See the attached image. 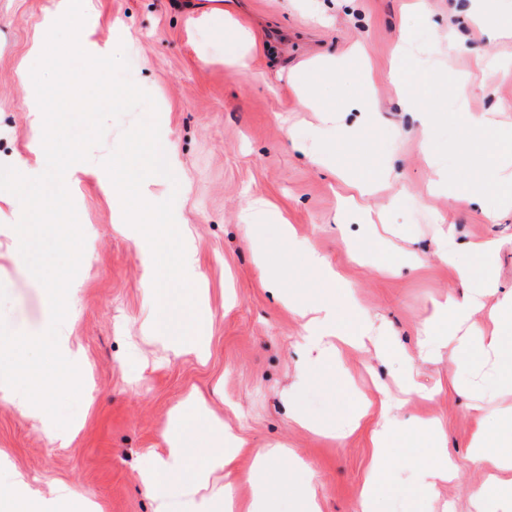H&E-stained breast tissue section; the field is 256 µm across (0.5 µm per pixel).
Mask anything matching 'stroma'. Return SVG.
<instances>
[{"label": "stroma", "instance_id": "1", "mask_svg": "<svg viewBox=\"0 0 512 512\" xmlns=\"http://www.w3.org/2000/svg\"><path fill=\"white\" fill-rule=\"evenodd\" d=\"M208 0H92L98 15L94 37L112 38L122 22L130 76L155 99L167 119L161 138L165 153L178 159V187L147 182L157 197L178 194L182 223L194 233L201 277L208 289L209 357L174 355L148 336L149 314L142 291L144 261L132 241L115 226V210L96 181L73 185L71 197L85 235L73 298L71 339L90 371L88 390L76 408L84 422L68 445L46 425L21 417L0 397V451L11 473L30 477L35 488L62 486L93 501L100 512H152L136 480L144 454L161 447V434L178 403L197 390L227 428L247 442L238 461L236 497L252 496L247 479L260 448L295 450L304 463L296 469L280 460V485L313 480L322 512H357V498L373 448L371 423L330 438L298 427L300 411L321 426L341 419V394L329 372L300 378L306 357L298 343L303 322L273 297L257 265L244 212L253 201L269 202L291 224L297 240L320 253L354 284L360 310L373 321L371 333H392L409 351L434 299L463 294L453 271L439 261L440 225L452 223L459 240L494 238L502 248L496 273L512 286V211L496 218L470 201L465 187L470 156L496 164L498 141L490 134L467 135L470 112L497 108L512 123V38L480 37L467 48L449 51V26L472 30L453 0H428L422 15L409 0H356L349 10L340 0H220L225 11L253 36L250 67L225 63L237 48L235 29H202L199 18ZM55 0H0V157L31 158L40 146L37 126L26 110L28 86L20 73L37 57L31 47ZM335 56V77L312 69L321 57ZM506 59L491 92L479 86V60ZM406 73L404 88L381 81L393 62ZM309 88L320 106L299 103ZM425 93L440 117L423 132L404 111L403 91ZM374 106L370 120L351 138L341 127L353 125L349 100ZM354 126V125H353ZM322 144L320 155L295 151L290 135ZM447 166L460 184L454 194H431L430 163ZM256 222L280 268L284 293L316 299L320 282L279 237L266 215ZM12 240L0 235V317L10 329L36 326L43 316V287L24 262L5 259ZM413 251L424 260L414 268L397 265L379 272L382 253ZM372 341L346 349L344 367L368 394L381 395L404 417L435 416L448 434V450L458 463L454 481L435 496L419 498L412 488L416 460L409 449L392 454L395 492L380 512H467L469 494L485 474L467 459L474 421L468 398L457 384L460 360L450 350L415 358L417 381L437 390L424 400L401 392L395 381L402 359L379 358Z\"/></svg>", "mask_w": 512, "mask_h": 512}]
</instances>
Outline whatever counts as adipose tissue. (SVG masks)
Here are the masks:
<instances>
[{
	"label": "adipose tissue",
	"instance_id": "obj_1",
	"mask_svg": "<svg viewBox=\"0 0 512 512\" xmlns=\"http://www.w3.org/2000/svg\"><path fill=\"white\" fill-rule=\"evenodd\" d=\"M471 133H494L504 146L495 172L499 204L512 203V128L499 126L493 113L469 115ZM501 244L485 239L460 248L452 228L441 231L438 257L455 272L459 282L468 285L480 280V291L461 297L448 295L434 302L418 340L425 355L451 349L459 359L480 354L493 363L489 383L474 395L470 409L476 420L468 458L487 471L488 477L470 494L471 512H512V412L503 413L497 402L504 392H512V291L500 293L494 266ZM301 255L326 288L322 303L310 305L297 296L287 298L290 311L306 316L302 347L312 352V369L339 368L341 348L356 345L365 338V318L352 305V283L334 271L320 254L305 249ZM499 294L493 331L475 326L474 316L482 309L484 296ZM342 409L352 425L369 414H376L372 433L371 464L358 495L359 512H378L385 490L390 488L391 448L418 449L423 457L416 472V488L424 495L435 494L438 483L452 480L457 464L448 451V436L439 420L417 421L404 418L387 404H374L364 394L351 390L346 379H339ZM164 449L151 452L136 472L139 485L152 501V512H268L271 504L270 480L281 453L259 450L255 456L252 498L236 504L228 484L244 448V440L225 430L223 420L211 411L197 394L186 395L177 406L163 434ZM95 512L96 506L78 499L65 488L51 497L35 491L30 480L13 474L9 486H0V512Z\"/></svg>",
	"mask_w": 512,
	"mask_h": 512
}]
</instances>
